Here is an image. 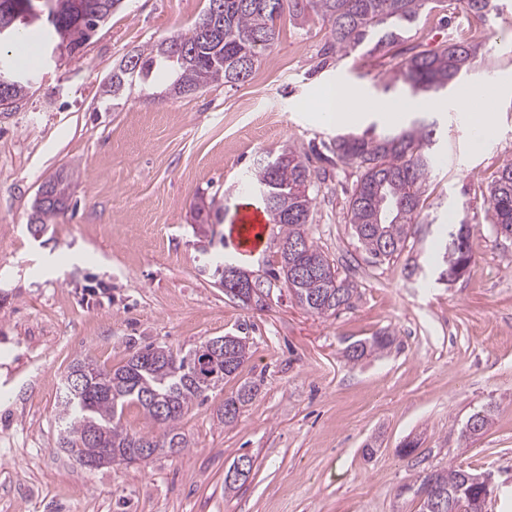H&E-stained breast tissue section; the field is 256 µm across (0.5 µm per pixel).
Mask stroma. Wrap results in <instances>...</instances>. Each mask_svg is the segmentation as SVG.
I'll list each match as a JSON object with an SVG mask.
<instances>
[{
  "label": "stroma",
  "mask_w": 512,
  "mask_h": 512,
  "mask_svg": "<svg viewBox=\"0 0 512 512\" xmlns=\"http://www.w3.org/2000/svg\"><path fill=\"white\" fill-rule=\"evenodd\" d=\"M498 6L460 86L512 79V0ZM206 7L124 0L84 46L42 47L24 106L0 114V512H418L397 489L449 466L491 475L485 512H512V241L492 232L484 203L512 159V95L498 99L497 135L478 152L455 108L459 86L428 95V108L399 124L370 111L353 127L377 136L422 119L436 125L424 193L432 223L400 258L377 264L347 218L359 172L331 162L337 128L316 113L328 86L370 103L410 98L382 85L391 55L366 45L333 51L319 17L286 12L244 82L175 96L166 72L151 88L105 93L128 53L187 33ZM472 24L445 0L407 26L402 45L435 50ZM288 145L326 174L310 237L359 291L330 317L308 314L285 288L268 309L243 308L210 274L227 256L250 271L271 256L239 257L235 226L255 199L243 183L257 159ZM60 171L70 175L71 207L34 234L38 188ZM201 196L220 210L203 228L192 218ZM464 216L475 227L471 269L440 282L431 255L449 219ZM385 329L391 349L344 359L349 344ZM225 334L247 337L249 357L179 422L182 454L91 471L60 448L58 400L74 358L117 367L150 343L186 352ZM244 381L260 390L224 426L219 411ZM483 407L490 426L461 440ZM409 437L417 448L399 456ZM242 455L251 475L225 489Z\"/></svg>",
  "instance_id": "stroma-1"
}]
</instances>
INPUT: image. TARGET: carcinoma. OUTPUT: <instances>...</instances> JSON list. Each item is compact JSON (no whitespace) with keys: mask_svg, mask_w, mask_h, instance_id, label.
Wrapping results in <instances>:
<instances>
[{"mask_svg":"<svg viewBox=\"0 0 512 512\" xmlns=\"http://www.w3.org/2000/svg\"><path fill=\"white\" fill-rule=\"evenodd\" d=\"M220 2L219 34L206 37L199 27L172 41L182 47L175 60L164 55L163 42L147 45L134 52L139 67L127 73L114 70L106 88L117 97L125 86L150 84L158 72L176 73L172 85L190 94L207 87L235 85L251 75L261 53L278 37L277 21L285 10L302 13L312 10L325 22L333 43L331 48L348 53L371 41L378 34L377 47L400 43L405 25L415 22L421 12L438 0H208L200 21L204 22L214 2ZM53 17L51 26L64 24L67 47L75 50L85 44L97 28L112 15L108 6L118 0H84L82 12L75 11L73 0H45ZM465 12L488 19L498 12L495 0H460ZM481 44L460 39L435 51L412 47L398 51L399 65L389 80L400 82L412 91H438L464 76L478 57ZM0 66L15 76L9 97L21 103L29 93L28 79L15 72L16 60H0ZM433 131L422 123L408 130L380 139L336 135L328 151L342 164L361 170L352 190L348 216L360 246L379 262L399 256L405 249L412 229L424 223V186L430 178L433 160L426 152L432 145ZM317 175L308 158L291 146L272 154L271 169L256 167L246 188L258 192L269 221L277 228V243L303 242L295 254L276 250V258L261 269L262 295L256 297L258 309L268 307L273 289L284 286L306 312L328 317L349 308L356 293L353 282L339 276L329 257L309 237L312 224V191ZM54 200L33 204L30 223L42 229L68 210L70 193L67 178L59 173L49 179ZM484 203L492 213L493 230L505 239L512 236V160L505 163L487 188ZM473 235L469 222L461 220L449 232L444 252L432 259L442 264L440 280L458 279L456 267L448 256L455 254L465 264L473 258ZM395 342L391 333L375 334L370 340L347 348L344 358L355 363L372 351H384ZM249 342L245 336H232L230 347L204 361L192 358L168 346L147 345L132 353L116 368L97 365L79 390L63 388L58 415L60 444L76 458H90L100 448L112 449V464L134 462L131 450L144 441H153L160 452L177 446L176 454L188 448L178 423L191 406L218 383L234 378L248 359ZM254 382H245L234 396L224 400L221 420L231 426L238 422L242 409L258 394ZM135 405L152 422L163 427L159 435L131 433L122 424L126 407ZM167 408L159 419L155 406ZM469 471L462 468L430 470L417 486L404 485L418 492L428 483L444 489L449 499H461L476 490L466 480Z\"/></svg>","mask_w":512,"mask_h":512,"instance_id":"cac0c4a2","label":"carcinoma"}]
</instances>
